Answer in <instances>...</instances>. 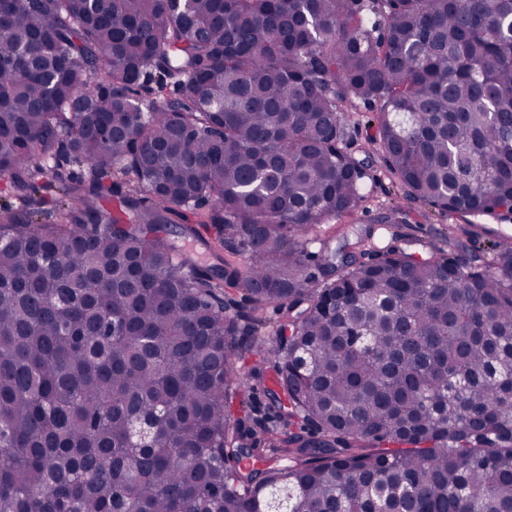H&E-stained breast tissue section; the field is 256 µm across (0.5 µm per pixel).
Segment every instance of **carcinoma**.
Masks as SVG:
<instances>
[{
	"label": "carcinoma",
	"instance_id": "carcinoma-1",
	"mask_svg": "<svg viewBox=\"0 0 512 512\" xmlns=\"http://www.w3.org/2000/svg\"><path fill=\"white\" fill-rule=\"evenodd\" d=\"M361 102L408 199L512 216V0H0V512H512V247L313 250ZM199 237L195 241L186 244L185 250L187 257L193 262L204 265L211 261V253L213 250L219 252L224 259L234 265H241L244 261V256L231 254L227 249L220 251L217 250L216 241L214 239L215 232L210 226L208 229L200 225L198 227Z\"/></svg>",
	"mask_w": 512,
	"mask_h": 512
}]
</instances>
